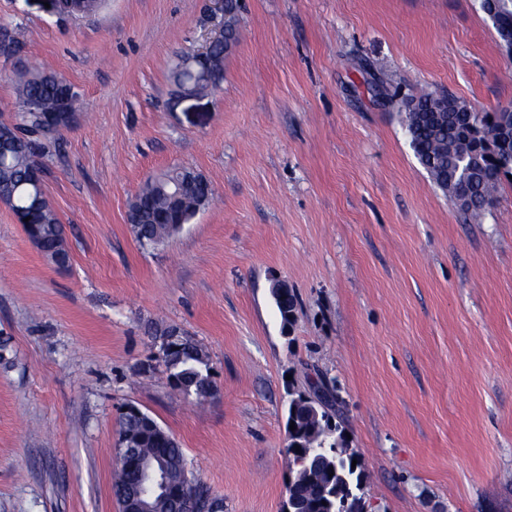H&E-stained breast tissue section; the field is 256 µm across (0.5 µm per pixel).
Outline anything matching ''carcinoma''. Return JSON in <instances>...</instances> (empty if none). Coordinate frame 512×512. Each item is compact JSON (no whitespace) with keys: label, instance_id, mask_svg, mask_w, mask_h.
<instances>
[{"label":"carcinoma","instance_id":"carcinoma-1","mask_svg":"<svg viewBox=\"0 0 512 512\" xmlns=\"http://www.w3.org/2000/svg\"><path fill=\"white\" fill-rule=\"evenodd\" d=\"M104 0H61L60 13L90 14ZM482 11L491 22L497 38H512V0H482ZM195 50L179 53L169 69L175 87V100L202 96L214 90L222 78L224 48L216 46L208 55L213 77L204 75ZM20 96V111L10 123H0V132L15 129L24 140L7 154L0 164V194L4 203L24 212L40 236L42 248L49 257L64 263L68 251L62 225L45 191L38 190L33 171L39 167L38 143L44 137L40 124L44 112L56 111L61 103L75 109L76 92L63 78L45 71H20L15 74ZM438 97L422 93L404 104L402 118L409 144L431 181L450 198L463 195L468 204L463 211L479 217L489 207L502 184L512 176V114L507 112H473L463 102L448 99V123L428 120V112L437 105ZM213 197L210 183L201 175L178 166L145 182L131 201L127 220L134 238L142 246L157 247L178 232L176 224L190 223L198 211ZM272 282L271 297L284 326L292 325L297 302L290 288ZM162 360L169 379L180 390L201 400L213 390L206 355L189 336L182 335L161 348ZM287 454L296 470L309 468L310 476L296 477L288 483V506L291 512H340L346 498L350 504L362 502L363 473L352 468L353 457L339 425L332 422L329 407L335 397L329 384L319 379L310 384L308 393L288 391ZM154 419L129 411L120 419V434L136 441L145 456L158 452L173 475L186 482L202 498L219 501L199 480L189 477L182 448L174 438L153 425ZM312 448L314 455L306 465L297 464L296 449ZM139 486V477L131 467H118L112 476V493L122 501L121 492Z\"/></svg>","mask_w":512,"mask_h":512}]
</instances>
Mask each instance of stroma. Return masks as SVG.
Wrapping results in <instances>:
<instances>
[{"label": "stroma", "instance_id": "1", "mask_svg": "<svg viewBox=\"0 0 512 512\" xmlns=\"http://www.w3.org/2000/svg\"><path fill=\"white\" fill-rule=\"evenodd\" d=\"M223 16L215 0H108L59 19L0 0L21 50L78 120L44 140L67 266L0 203V512H120L125 406L183 448L224 512H283L288 390L325 376L367 512H512V182L472 219L418 163L404 102L512 104V58L480 0H241L211 95L172 104L169 67ZM176 165L214 198L154 249L128 207ZM297 296L284 328L273 281ZM206 354L214 393L169 380L160 331ZM119 450L116 455V469L112 476V493L117 501L124 504L121 492L129 489H135L139 486V477L135 469L131 467H121L125 462L131 461L128 450L122 451L121 442L119 439ZM120 467V468H119Z\"/></svg>", "mask_w": 512, "mask_h": 512}]
</instances>
